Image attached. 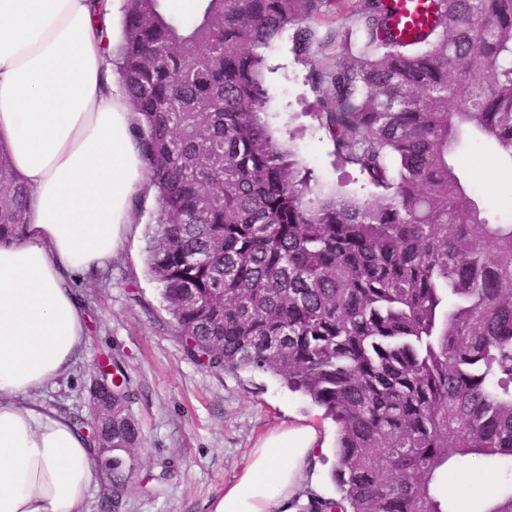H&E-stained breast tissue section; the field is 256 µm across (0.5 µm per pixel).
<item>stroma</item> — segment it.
I'll return each mask as SVG.
<instances>
[{"mask_svg": "<svg viewBox=\"0 0 512 512\" xmlns=\"http://www.w3.org/2000/svg\"><path fill=\"white\" fill-rule=\"evenodd\" d=\"M268 57L273 71L267 76L271 100L265 120L278 130L297 131L294 150L321 185L340 184L362 198L376 195L355 167L337 159L317 117L306 113L316 93L291 33L273 44ZM455 166L490 216L512 222V166L470 143L459 147ZM156 207V196L138 200L135 222L111 266L78 279L90 319L86 355L41 398L87 417L98 357L117 359L136 394L131 411L144 436L121 512H209L210 501L239 475L257 440L270 430L300 416L315 422L330 442L336 425L283 382L257 372L214 373L188 357L168 323L159 287L146 273L144 232ZM510 481L511 464L493 467L472 459L449 471L440 492L452 512H479Z\"/></svg>", "mask_w": 512, "mask_h": 512, "instance_id": "1", "label": "stroma"}]
</instances>
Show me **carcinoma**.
I'll return each mask as SVG.
<instances>
[{
    "label": "carcinoma",
    "instance_id": "1",
    "mask_svg": "<svg viewBox=\"0 0 512 512\" xmlns=\"http://www.w3.org/2000/svg\"><path fill=\"white\" fill-rule=\"evenodd\" d=\"M344 0H124L106 42L136 115L157 209L146 242L172 330L208 370L260 372L336 423L337 496L299 512H450L439 484L472 456L512 461V224L455 171L467 140L512 162V0H431L414 39L388 0H355L324 36L305 22ZM337 158L383 193L311 186L263 119L267 50L288 29ZM331 43L342 60H312ZM30 191L0 149V242ZM119 512L143 435L117 360L100 368Z\"/></svg>",
    "mask_w": 512,
    "mask_h": 512
}]
</instances>
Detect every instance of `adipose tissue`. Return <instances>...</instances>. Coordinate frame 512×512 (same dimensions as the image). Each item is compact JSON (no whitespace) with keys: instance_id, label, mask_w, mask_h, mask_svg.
I'll return each mask as SVG.
<instances>
[{"instance_id":"1","label":"adipose tissue","mask_w":512,"mask_h":512,"mask_svg":"<svg viewBox=\"0 0 512 512\" xmlns=\"http://www.w3.org/2000/svg\"><path fill=\"white\" fill-rule=\"evenodd\" d=\"M89 0H0V148L32 192L0 244V512H85L99 485L73 421L39 399L85 354L78 275L107 266L148 174ZM322 441L295 418L261 439L210 512H294Z\"/></svg>"}]
</instances>
